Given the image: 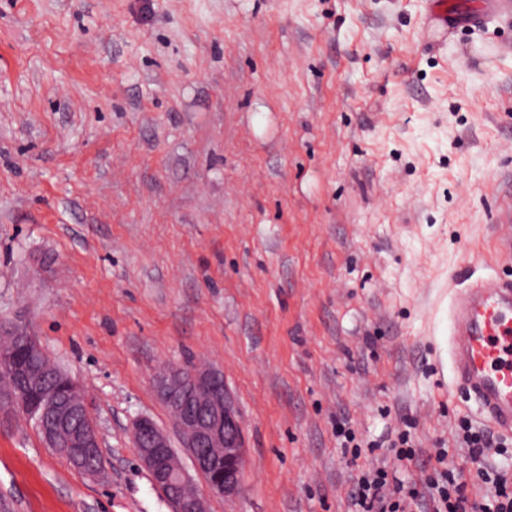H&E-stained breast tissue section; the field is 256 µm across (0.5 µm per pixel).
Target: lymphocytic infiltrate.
<instances>
[{
    "mask_svg": "<svg viewBox=\"0 0 512 512\" xmlns=\"http://www.w3.org/2000/svg\"><path fill=\"white\" fill-rule=\"evenodd\" d=\"M456 436L460 446L467 448L469 460L482 466L481 476L488 489L484 500L471 497L461 472L445 468V455L440 452L435 460L442 463V470L421 489L392 478L381 466L364 471L352 496L358 512H512V479L485 466L497 440L473 430L464 420Z\"/></svg>",
    "mask_w": 512,
    "mask_h": 512,
    "instance_id": "f902f5d3",
    "label": "lymphocytic infiltrate"
}]
</instances>
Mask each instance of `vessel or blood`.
Wrapping results in <instances>:
<instances>
[{
  "label": "vessel or blood",
  "instance_id": "1",
  "mask_svg": "<svg viewBox=\"0 0 512 512\" xmlns=\"http://www.w3.org/2000/svg\"><path fill=\"white\" fill-rule=\"evenodd\" d=\"M454 376L480 413L512 435V283L479 280L461 289L450 334Z\"/></svg>",
  "mask_w": 512,
  "mask_h": 512
}]
</instances>
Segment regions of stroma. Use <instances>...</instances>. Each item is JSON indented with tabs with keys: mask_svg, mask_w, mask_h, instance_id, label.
Segmentation results:
<instances>
[{
	"mask_svg": "<svg viewBox=\"0 0 512 512\" xmlns=\"http://www.w3.org/2000/svg\"><path fill=\"white\" fill-rule=\"evenodd\" d=\"M494 2L427 34L429 0H0V336L25 326L80 383L107 467L2 410L11 512H173L130 428L181 448L154 379L193 364L223 372L249 445L209 512H353L359 469L422 484L440 451L484 495L447 336L467 276L512 281Z\"/></svg>",
	"mask_w": 512,
	"mask_h": 512,
	"instance_id": "35a3bbf8",
	"label": "stroma"
}]
</instances>
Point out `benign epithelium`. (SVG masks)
Returning a JSON list of instances; mask_svg holds the SVG:
<instances>
[{"mask_svg": "<svg viewBox=\"0 0 512 512\" xmlns=\"http://www.w3.org/2000/svg\"><path fill=\"white\" fill-rule=\"evenodd\" d=\"M13 337L23 341L31 356H40L41 347L18 326ZM0 372L26 383L22 389L0 390V408L18 410L30 418L50 416L41 424L44 444L63 457L69 466L83 465L82 455L101 449L96 424L75 432L69 426L73 408L89 409L91 400L68 375L74 401L58 402L49 392L36 399L29 392L40 388L46 373L35 363L23 365L9 350H0ZM157 392L165 406L176 414L174 423L183 448L195 472L204 480V490L193 488L192 479L168 435L147 416L138 417L132 425L139 458L149 473L153 486L173 505V512H208L211 497L233 498L241 492L247 469L246 438L236 401L215 367H170L156 379Z\"/></svg>", "mask_w": 512, "mask_h": 512, "instance_id": "benign-epithelium-1", "label": "benign epithelium"}]
</instances>
